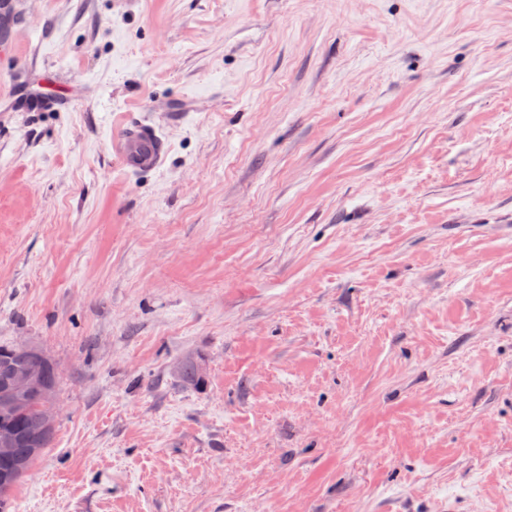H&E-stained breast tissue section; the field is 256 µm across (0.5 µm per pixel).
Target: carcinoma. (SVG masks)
Wrapping results in <instances>:
<instances>
[{
	"mask_svg": "<svg viewBox=\"0 0 512 512\" xmlns=\"http://www.w3.org/2000/svg\"><path fill=\"white\" fill-rule=\"evenodd\" d=\"M13 367L33 373L38 393L0 395V442L12 448L11 458L0 460V512H8L14 489L41 456L34 449L51 446L56 419L58 380L47 373L45 361L35 359L28 345H1L0 392L7 387V372Z\"/></svg>",
	"mask_w": 512,
	"mask_h": 512,
	"instance_id": "cac0c4a2",
	"label": "carcinoma"
}]
</instances>
